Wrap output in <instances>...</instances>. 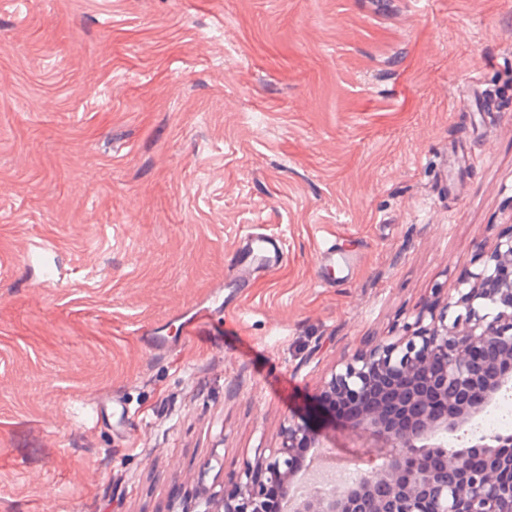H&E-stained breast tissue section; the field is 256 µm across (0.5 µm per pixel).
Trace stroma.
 <instances>
[{
  "instance_id": "35a3bbf8",
  "label": "stroma",
  "mask_w": 512,
  "mask_h": 512,
  "mask_svg": "<svg viewBox=\"0 0 512 512\" xmlns=\"http://www.w3.org/2000/svg\"><path fill=\"white\" fill-rule=\"evenodd\" d=\"M511 44L512 0H0V512H198L291 418L370 469L319 393L512 231ZM477 72L505 108L454 199ZM255 228L283 261L220 316ZM316 264L320 283L334 287L336 282L346 281L354 275L358 266V255L341 249L336 240H333L319 249ZM140 335L147 349L154 355L165 354L171 348L165 325H152L143 329Z\"/></svg>"
}]
</instances>
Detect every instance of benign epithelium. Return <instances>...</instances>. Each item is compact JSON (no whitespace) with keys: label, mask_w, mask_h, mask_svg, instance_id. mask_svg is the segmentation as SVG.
<instances>
[{"label":"benign epithelium","mask_w":512,"mask_h":512,"mask_svg":"<svg viewBox=\"0 0 512 512\" xmlns=\"http://www.w3.org/2000/svg\"><path fill=\"white\" fill-rule=\"evenodd\" d=\"M468 290L405 326L407 336L379 342L332 375L324 394L372 399L352 417L365 440H382L379 464L331 491L288 503L305 449L325 444L306 424L284 427L275 448L244 471L241 499L212 498L203 512H512V461L501 448L512 437L481 436L448 447L496 394L512 385V235L499 238L483 264L463 280ZM458 313L451 317V309Z\"/></svg>","instance_id":"obj_1"}]
</instances>
